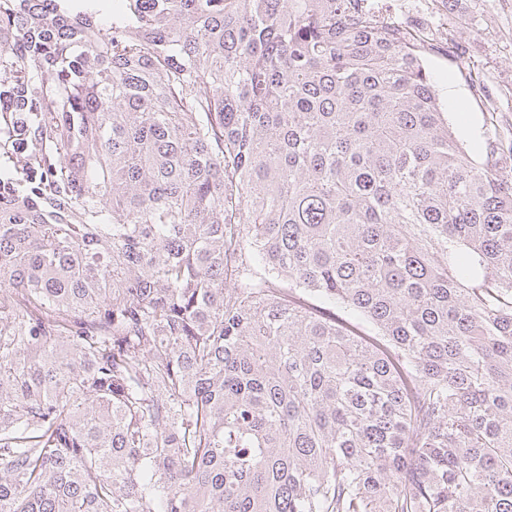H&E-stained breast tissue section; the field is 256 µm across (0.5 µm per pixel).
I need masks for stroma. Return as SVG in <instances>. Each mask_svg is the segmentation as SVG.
Returning a JSON list of instances; mask_svg holds the SVG:
<instances>
[{
    "label": "stroma",
    "mask_w": 512,
    "mask_h": 512,
    "mask_svg": "<svg viewBox=\"0 0 512 512\" xmlns=\"http://www.w3.org/2000/svg\"><path fill=\"white\" fill-rule=\"evenodd\" d=\"M419 35L448 122L477 162L512 160V0H368Z\"/></svg>",
    "instance_id": "1"
}]
</instances>
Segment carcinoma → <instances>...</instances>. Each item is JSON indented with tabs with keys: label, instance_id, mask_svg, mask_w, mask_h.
<instances>
[{
	"label": "carcinoma",
	"instance_id": "obj_1",
	"mask_svg": "<svg viewBox=\"0 0 512 512\" xmlns=\"http://www.w3.org/2000/svg\"><path fill=\"white\" fill-rule=\"evenodd\" d=\"M361 2L0 0V512H512V169Z\"/></svg>",
	"mask_w": 512,
	"mask_h": 512
}]
</instances>
